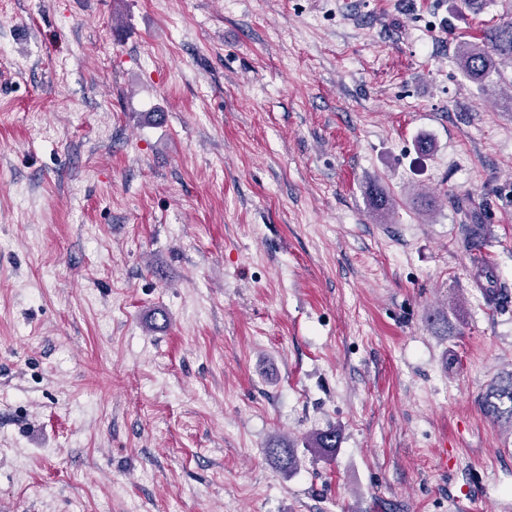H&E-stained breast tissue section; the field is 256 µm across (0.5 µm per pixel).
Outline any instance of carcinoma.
<instances>
[{
    "label": "carcinoma",
    "instance_id": "carcinoma-1",
    "mask_svg": "<svg viewBox=\"0 0 512 512\" xmlns=\"http://www.w3.org/2000/svg\"><path fill=\"white\" fill-rule=\"evenodd\" d=\"M455 60L464 76L479 89H489L493 76H501V68L507 65L512 68V21H507L489 30L482 41H460L456 44ZM458 210L463 219L468 221L466 230L470 236L469 251L473 252V261L480 274L491 279L492 268L489 261L481 253L483 228L478 224L477 208L463 200L458 203ZM482 410L492 422H506L512 426V372L499 377L485 392L482 399ZM341 429L330 426L316 432L305 441V448L318 457H328L336 452L339 446ZM267 456L278 463L286 473L294 472L300 465L299 457L294 448L273 440L265 448Z\"/></svg>",
    "mask_w": 512,
    "mask_h": 512
}]
</instances>
